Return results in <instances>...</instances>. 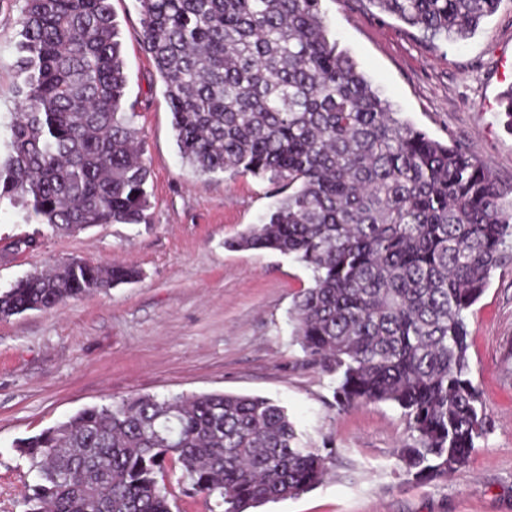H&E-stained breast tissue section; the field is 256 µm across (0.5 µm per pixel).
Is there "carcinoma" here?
<instances>
[{
	"label": "carcinoma",
	"instance_id": "cac0c4a2",
	"mask_svg": "<svg viewBox=\"0 0 512 512\" xmlns=\"http://www.w3.org/2000/svg\"><path fill=\"white\" fill-rule=\"evenodd\" d=\"M143 43L182 158L200 175L279 185L229 246L294 258L312 283L294 303L310 362L345 406L390 402L420 480L466 464L483 436L466 313L512 243V186L456 144L391 111L330 37L320 0H138ZM500 0H369L431 37L465 39ZM18 112L0 199L62 232L147 219L149 171L125 111L110 0H25ZM136 269L77 260L0 293V318L131 283ZM40 484L29 512H172L166 477L248 512L322 481L287 410L250 395H142L86 407L20 445Z\"/></svg>",
	"mask_w": 512,
	"mask_h": 512
}]
</instances>
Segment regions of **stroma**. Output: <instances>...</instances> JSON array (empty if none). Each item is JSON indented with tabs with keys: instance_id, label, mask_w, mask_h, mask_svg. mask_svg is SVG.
<instances>
[{
	"instance_id": "obj_1",
	"label": "stroma",
	"mask_w": 512,
	"mask_h": 512,
	"mask_svg": "<svg viewBox=\"0 0 512 512\" xmlns=\"http://www.w3.org/2000/svg\"><path fill=\"white\" fill-rule=\"evenodd\" d=\"M128 78L126 108L150 172L148 219L52 232L0 200V292L70 258L123 263L131 284L50 310L0 319V512H25L36 475L20 439L79 410L124 398L231 393L287 409L328 473L313 489L253 512H512V250L467 315L471 379L486 431L445 477L407 476L396 454L410 439L401 409L341 406L336 380L309 365L290 310L311 272L293 258L228 243L258 223L277 187L251 175H200L181 159L164 85L143 46L136 0H111ZM0 0V116L17 108V19ZM342 49L400 118L457 143L512 185V130L499 98L512 86V0L469 38H430L368 0H321ZM35 247H25V240Z\"/></svg>"
}]
</instances>
